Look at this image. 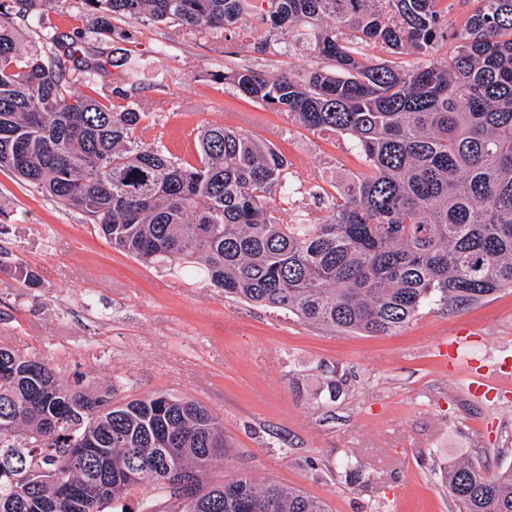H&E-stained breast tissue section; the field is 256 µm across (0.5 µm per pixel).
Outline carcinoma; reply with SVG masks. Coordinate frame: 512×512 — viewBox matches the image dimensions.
Instances as JSON below:
<instances>
[{
	"instance_id": "1",
	"label": "carcinoma",
	"mask_w": 512,
	"mask_h": 512,
	"mask_svg": "<svg viewBox=\"0 0 512 512\" xmlns=\"http://www.w3.org/2000/svg\"><path fill=\"white\" fill-rule=\"evenodd\" d=\"M53 0H0V170L85 214L112 248L149 265L194 260L227 296L342 331L389 335L425 310L460 313L512 287V0H479L448 30L443 0H83L90 27L26 44ZM294 39L317 65L274 77L247 65L224 83L314 133L347 140L364 172L334 185L329 215L288 224L269 198L300 193L270 143L221 125L194 166L147 146L144 113L99 82L128 56L81 45L114 19L170 23L229 39L243 17ZM448 60L404 66L364 53ZM228 448L209 407L163 392L115 399L63 385L47 360L0 345V512L55 508L112 472L107 507L169 491L175 512H327L295 487L240 472L204 488ZM456 512H512V464L462 460L440 473ZM105 507V508H107ZM96 504L87 512H105Z\"/></svg>"
}]
</instances>
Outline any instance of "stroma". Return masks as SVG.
<instances>
[{"instance_id": "stroma-1", "label": "stroma", "mask_w": 512, "mask_h": 512, "mask_svg": "<svg viewBox=\"0 0 512 512\" xmlns=\"http://www.w3.org/2000/svg\"><path fill=\"white\" fill-rule=\"evenodd\" d=\"M92 21L83 0H53L47 30L74 34ZM131 55L113 74L144 112L141 140L197 162L200 126L223 125L276 145L301 192L272 198L281 222L325 214L337 178L362 172L333 134L315 135L226 85L225 68L276 75L313 61L273 56L257 21L232 40L167 24L115 22ZM33 270L28 288L16 267ZM467 324L460 363L446 366L448 335ZM0 343L48 360L65 385L161 391L215 411L230 448L206 479L250 471L296 487L329 512H455L437 480L458 459L512 462V288L461 313L420 315L399 332H341L225 296L183 269L117 251L80 212L0 171ZM493 388L478 394L476 377ZM336 381L337 396L327 384ZM357 459L369 484L348 479Z\"/></svg>"}]
</instances>
